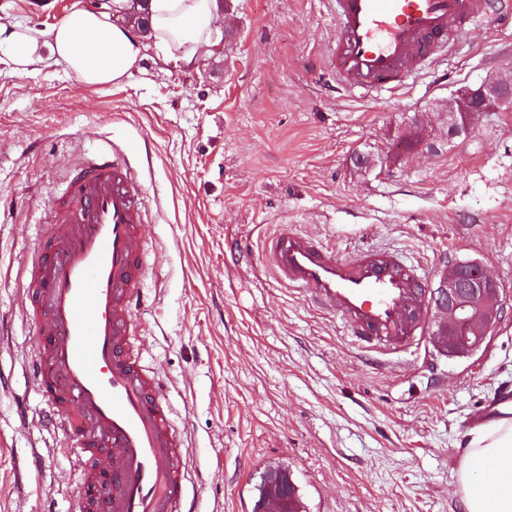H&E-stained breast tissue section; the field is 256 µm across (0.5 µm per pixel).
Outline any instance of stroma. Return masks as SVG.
Masks as SVG:
<instances>
[{"label":"stroma","instance_id":"35a3bbf8","mask_svg":"<svg viewBox=\"0 0 512 512\" xmlns=\"http://www.w3.org/2000/svg\"><path fill=\"white\" fill-rule=\"evenodd\" d=\"M96 0H0L48 29ZM219 51L187 66L156 52L122 83L86 86L60 66L0 64V512H78L71 445L54 431L24 352L22 313L39 222L81 158L146 144L152 222L144 365L191 455L198 512H252L258 473L289 468L305 512H464L469 432L512 387V316L467 357L432 338L376 358L338 318L278 281L265 244L284 228L344 258L397 249L435 289L475 260L512 303V109L446 141L440 105L512 71V23H480L406 95H350L324 61L323 0H222ZM436 139L428 149L427 139Z\"/></svg>","mask_w":512,"mask_h":512}]
</instances>
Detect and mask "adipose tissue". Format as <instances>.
Returning <instances> with one entry per match:
<instances>
[{
	"mask_svg": "<svg viewBox=\"0 0 512 512\" xmlns=\"http://www.w3.org/2000/svg\"><path fill=\"white\" fill-rule=\"evenodd\" d=\"M130 7V0H105L98 9L72 11L46 30L0 20V63L16 74L62 65L82 84L113 85L137 68L148 47L185 65L210 52L217 0H144L149 45L119 22ZM499 412L470 432L458 474L466 512H512V408L503 405Z\"/></svg>",
	"mask_w": 512,
	"mask_h": 512,
	"instance_id": "1",
	"label": "adipose tissue"
}]
</instances>
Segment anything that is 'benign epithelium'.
Wrapping results in <instances>:
<instances>
[{"mask_svg":"<svg viewBox=\"0 0 512 512\" xmlns=\"http://www.w3.org/2000/svg\"><path fill=\"white\" fill-rule=\"evenodd\" d=\"M511 106L512 96L489 79L476 89H458L448 100V138L467 135L472 115ZM434 298L438 299L434 339L450 356L463 357L479 349L488 332L512 312L500 283L474 260L452 265L435 288ZM293 486L284 468L262 471L258 512H295L291 507L295 494L289 491Z\"/></svg>","mask_w":512,"mask_h":512,"instance_id":"benign-epithelium-1","label":"benign epithelium"}]
</instances>
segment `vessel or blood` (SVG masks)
I'll list each match as a JSON object with an SVG mask.
<instances>
[{
  "label": "vessel or blood",
  "instance_id": "obj_1",
  "mask_svg": "<svg viewBox=\"0 0 512 512\" xmlns=\"http://www.w3.org/2000/svg\"><path fill=\"white\" fill-rule=\"evenodd\" d=\"M336 19L326 67L352 94L407 90L450 40L487 15L512 21V0H325ZM136 144L87 159L38 232L24 306L40 340L28 357L52 424L76 443L80 512H196L182 433L164 386L141 364L136 331L149 263L147 189ZM269 263L288 286L336 315L366 352L424 337L431 297L401 253L367 248L339 259L308 234L282 230Z\"/></svg>",
  "mask_w": 512,
  "mask_h": 512
}]
</instances>
